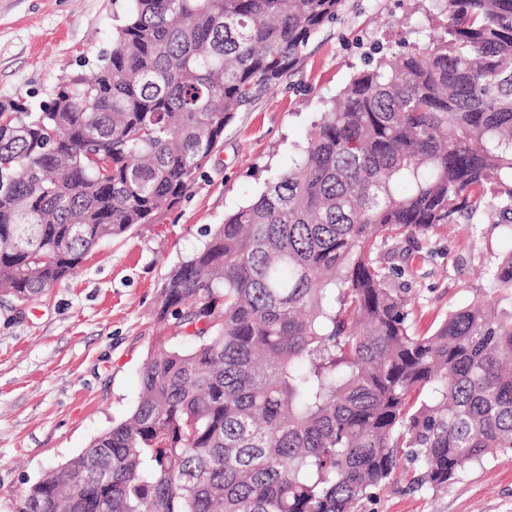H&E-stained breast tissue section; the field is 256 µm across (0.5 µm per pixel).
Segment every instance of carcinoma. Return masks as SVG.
<instances>
[{"label":"carcinoma","instance_id":"carcinoma-1","mask_svg":"<svg viewBox=\"0 0 512 512\" xmlns=\"http://www.w3.org/2000/svg\"><path fill=\"white\" fill-rule=\"evenodd\" d=\"M287 172L168 276L129 416L16 512H354L396 459L438 491L512 459V253L427 334L390 243L465 220L512 234V0H436ZM342 0H127L95 72L0 101V295L43 296L181 198Z\"/></svg>","mask_w":512,"mask_h":512}]
</instances>
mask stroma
<instances>
[{
  "label": "stroma",
  "mask_w": 512,
  "mask_h": 512,
  "mask_svg": "<svg viewBox=\"0 0 512 512\" xmlns=\"http://www.w3.org/2000/svg\"><path fill=\"white\" fill-rule=\"evenodd\" d=\"M127 0H0V99H48L72 73L110 52ZM446 20L433 0H342L277 87L237 113L224 141L179 203L154 223L101 242L74 275L43 297L0 296V512H16L50 466L81 453L138 401L147 355L164 331L156 319L170 271L287 170L315 121L375 47L400 52ZM435 255L412 262L415 312L427 329L454 307L490 294L487 270L512 251L502 226H444ZM414 463L401 457L391 478L355 512H512V460L490 459L447 490H413Z\"/></svg>",
  "instance_id": "1"
}]
</instances>
